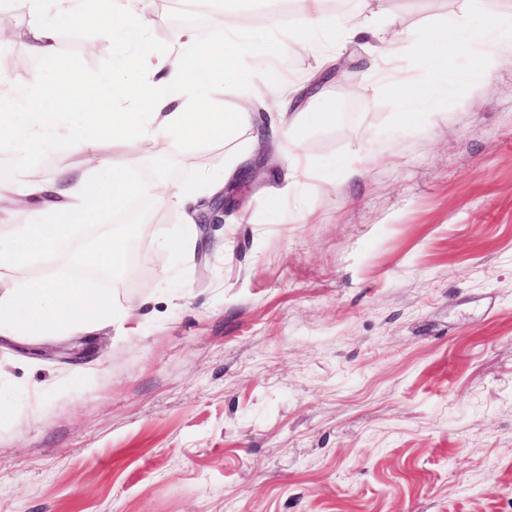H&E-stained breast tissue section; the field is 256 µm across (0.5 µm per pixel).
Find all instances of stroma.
Here are the masks:
<instances>
[{"label":"stroma","instance_id":"obj_1","mask_svg":"<svg viewBox=\"0 0 512 512\" xmlns=\"http://www.w3.org/2000/svg\"><path fill=\"white\" fill-rule=\"evenodd\" d=\"M469 0H391L389 21L413 28L460 14ZM147 41L178 47L164 28L200 41L261 29L292 42L280 0L222 8L215 0H141ZM26 0H0L14 73L74 72L88 83L116 49L93 21L62 31L53 58L27 48ZM369 49L322 76L318 98L336 125L298 129L311 174L290 189L291 166L263 148L269 173L228 183L235 200L206 243L169 260L185 214L150 195L153 213L127 246L139 260L115 305L140 302L126 326L77 336L0 339V512H512V39L484 72L452 60L461 81L441 112L395 122ZM283 82L239 94L224 108L269 113L288 80L320 73L316 53H285ZM103 154L139 182L153 157L102 140ZM223 141H171V188L224 177ZM369 153L362 173L325 169ZM68 140L27 163L0 140V181L50 180L79 166ZM107 210L0 280L80 277L88 241L112 236Z\"/></svg>","mask_w":512,"mask_h":512}]
</instances>
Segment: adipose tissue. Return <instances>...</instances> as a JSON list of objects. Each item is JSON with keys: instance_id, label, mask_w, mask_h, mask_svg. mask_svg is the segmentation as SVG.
I'll use <instances>...</instances> for the list:
<instances>
[{"instance_id": "ef3b65f1", "label": "adipose tissue", "mask_w": 512, "mask_h": 512, "mask_svg": "<svg viewBox=\"0 0 512 512\" xmlns=\"http://www.w3.org/2000/svg\"><path fill=\"white\" fill-rule=\"evenodd\" d=\"M36 15L30 27L28 48L38 57L52 58L61 30L83 27L90 19L105 23L119 49L112 67L101 72L93 88L69 75L35 73L23 83L0 69V137H8L19 159L51 150L60 138H68L78 152L93 159L49 181L16 188L0 183V200L17 194L37 201L33 220L17 225L11 239L0 240V269L25 264L33 256L52 259L70 230L96 221L105 209H123L142 193L127 170L103 154L101 138L113 142L134 141L158 149L170 140L230 141L225 176H233L248 141H236L237 132L254 125L249 108L221 111L214 107L217 86L242 89L255 79L280 83L276 66L285 53L282 44L270 42L259 31L224 32L201 42L186 38L179 51L151 59L146 42L147 20L133 6L134 0H29ZM296 14L300 40L315 50L323 65H335L344 46L370 36L377 39L372 69L383 74L393 69L404 44L421 47L420 62L428 72L425 81L390 82L391 102L400 123L413 126L424 113L441 111L448 87L459 73L448 63L467 51L491 66L494 35L512 37V17L494 14V0H471L468 13L425 27L391 32L385 22V0L360 17H341L326 23L321 0H290ZM119 100L133 101L130 109L116 108ZM336 113L317 107L293 116L278 111L270 116L261 134L288 154L294 174H302L307 159L291 135L293 125L315 129L332 125ZM133 308L116 310L111 299L81 279L15 281L0 286V336L17 339L55 330L79 332L105 322L130 319Z\"/></svg>"}]
</instances>
